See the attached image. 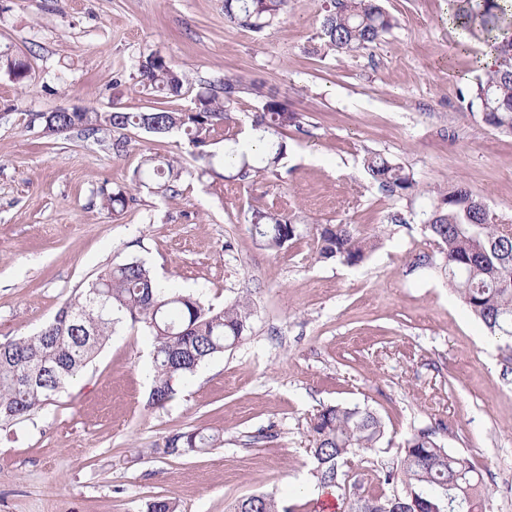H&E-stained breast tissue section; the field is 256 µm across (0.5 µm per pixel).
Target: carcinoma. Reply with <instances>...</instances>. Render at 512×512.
Segmentation results:
<instances>
[{
  "label": "carcinoma",
  "mask_w": 512,
  "mask_h": 512,
  "mask_svg": "<svg viewBox=\"0 0 512 512\" xmlns=\"http://www.w3.org/2000/svg\"><path fill=\"white\" fill-rule=\"evenodd\" d=\"M453 24L468 39L484 42L495 65L476 75L472 100L484 121L502 133L512 134V0H454ZM287 0H224V19L254 31L270 26ZM393 18L378 0H333L320 25V39L331 50L351 54L379 42L393 28ZM0 68L18 83L30 73L28 60L0 51ZM136 84L165 96L190 91L185 73L165 57L152 53L138 61ZM239 77L226 76L210 83L191 99V107L164 106L140 112H54L57 134L79 131L86 139L106 146L115 155L125 151L127 140L112 133L133 129L164 135L183 132L197 148L216 136L229 143L223 159L199 152L204 171L219 164L228 178L278 173L286 155L283 137L288 129L302 127L299 114L280 100H267L253 116L252 129L260 132L253 142L240 137V124L232 110L246 92ZM364 167L390 197L421 193L413 174L392 159L371 154ZM183 168L170 159L144 158L134 177L153 184L164 197L177 194ZM132 197L122 190L103 195L102 204L114 213L128 208ZM423 231L433 250L414 255L421 268H439L448 286L488 329L492 338L512 345V222L490 215L484 201L460 183L433 191ZM248 232L260 249L278 253L301 239L319 260L334 259L356 265L372 254L379 237L352 224H301L297 216L271 206L252 212ZM97 301L94 311L85 309ZM251 310L246 303L222 309L200 298L163 287L151 270L135 258L114 262L67 301L53 320L23 339L0 343V427L46 405L84 369L109 340L116 327H142L153 338V384L148 406L162 408L176 395V385L195 374L206 361L243 339ZM309 433L313 473L324 489L341 485L348 457L381 447L385 426L369 408L329 405L311 420ZM220 437L201 431L178 432L165 445V453L183 455L212 447ZM400 463L386 471L379 483L402 486L399 494H375L354 502L349 512H431L440 505L443 486L449 485L446 512H482L483 476L470 460L440 443L439 429L423 428L403 445ZM235 512H290L275 497L256 494L238 503Z\"/></svg>",
  "instance_id": "cac0c4a2"
}]
</instances>
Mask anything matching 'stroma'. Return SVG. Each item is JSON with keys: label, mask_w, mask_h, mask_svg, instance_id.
Instances as JSON below:
<instances>
[{"label": "stroma", "mask_w": 512, "mask_h": 512, "mask_svg": "<svg viewBox=\"0 0 512 512\" xmlns=\"http://www.w3.org/2000/svg\"><path fill=\"white\" fill-rule=\"evenodd\" d=\"M330 4L288 0L256 32L227 23L224 0H0V50L31 65L22 85L0 71V343L35 333L103 268L131 257L182 293L252 310L246 336L161 408L147 404L151 338L118 327L50 404L0 428V512H146L158 496L174 498L177 512H233L259 493L318 512L308 427L330 404L370 408L389 438L348 460L332 492L338 512L377 493L400 443L430 424L481 471L486 512H512V354L439 271L410 263L428 193L446 182L512 220V135L489 126L469 92L481 46L457 50L451 0H382L394 27L341 55L319 38ZM152 53L196 85L243 78L237 116L272 93L300 113L285 175L205 174L177 133L128 129L118 157L32 124L60 108L152 107L156 94L134 78ZM373 153L410 170L420 195L387 196L363 166ZM148 155L183 167L178 196L135 184ZM104 189L134 201L113 214ZM274 204L303 224L379 234L380 246L355 266L314 261L303 242L259 249L248 219ZM395 211L405 223H390ZM196 429L219 443L165 454L168 437Z\"/></svg>", "instance_id": "1"}]
</instances>
